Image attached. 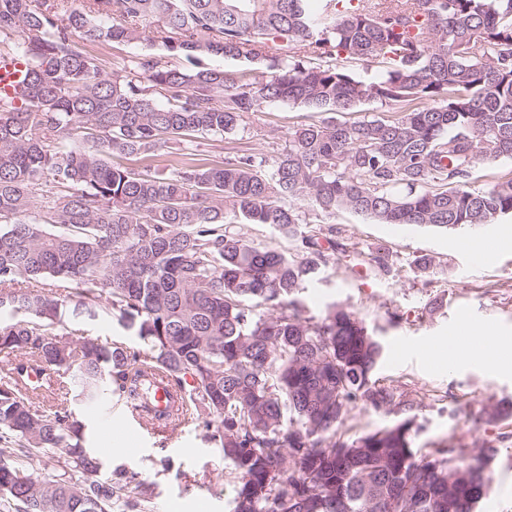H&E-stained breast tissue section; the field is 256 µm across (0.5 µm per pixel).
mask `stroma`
I'll list each match as a JSON object with an SVG mask.
<instances>
[{"label": "stroma", "mask_w": 512, "mask_h": 512, "mask_svg": "<svg viewBox=\"0 0 512 512\" xmlns=\"http://www.w3.org/2000/svg\"><path fill=\"white\" fill-rule=\"evenodd\" d=\"M91 54L108 69L129 70L138 58L150 55L170 67L184 66L156 44L85 42ZM322 113L298 107L264 104L246 118L239 132L241 148L271 158L288 145L297 126L318 122ZM321 228L333 227L340 242L361 255L382 244L398 261L394 277L365 281L345 263L330 265L321 279L307 283L300 295L308 314L318 316L332 304H342L360 316L385 347L375 371L380 384L394 386L415 402L413 413L420 430L414 445L432 448L448 442L497 444L489 469L490 488L477 512H512V420L480 421L483 408L512 403V371L489 361L437 359L434 351L455 335L459 319L512 339V216L472 230L437 231L376 224L347 211L317 219ZM492 234L503 247L490 264H476L463 240L477 241ZM437 264L433 274L416 273L421 256ZM399 322H392V315ZM95 447L109 449L107 464L139 472L153 487L150 512H229L237 482L220 449L201 428L188 426L172 436L133 433L119 397L78 408ZM511 438L498 442L499 433ZM173 461L163 470L160 460Z\"/></svg>", "instance_id": "35a3bbf8"}]
</instances>
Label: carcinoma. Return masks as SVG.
<instances>
[{"label": "carcinoma", "instance_id": "1", "mask_svg": "<svg viewBox=\"0 0 512 512\" xmlns=\"http://www.w3.org/2000/svg\"><path fill=\"white\" fill-rule=\"evenodd\" d=\"M88 2L0 0V44L25 66L22 94L0 97V498L15 512H145L152 497L134 472L103 474L75 411L34 405L35 363L45 393L67 374L74 399L115 391L149 421V377H165L175 416L202 422L237 472L233 512H475L493 447L472 462L461 444L420 454L413 416L342 430L359 404L412 403L374 378L384 346L362 319L306 315L299 294L337 244L301 226L348 210L461 230L512 213L511 176L472 181L512 160V0ZM78 37L159 42L192 68L144 56L137 74L109 73ZM352 60L381 73L359 79ZM265 103L329 117L271 162L224 151ZM370 103L391 115L336 118ZM395 271L377 247L366 273ZM49 281L66 294H45ZM84 315L114 318L139 346L75 336ZM245 231L256 242L264 243L277 247L280 250L293 255L295 253L294 244L291 240L273 233L270 229L261 225H248Z\"/></svg>", "mask_w": 512, "mask_h": 512}]
</instances>
